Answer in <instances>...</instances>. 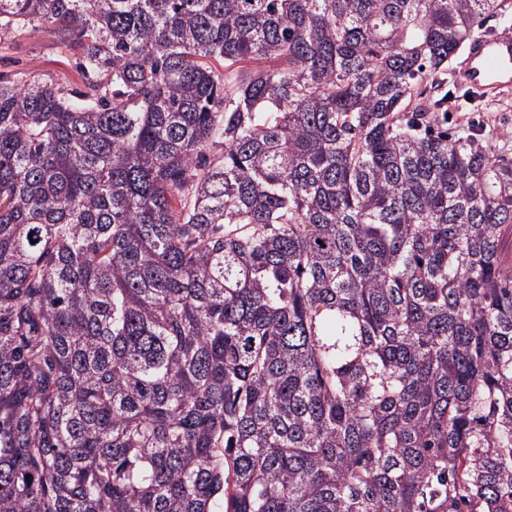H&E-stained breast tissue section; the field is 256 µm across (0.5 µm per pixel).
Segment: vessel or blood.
Instances as JSON below:
<instances>
[{
	"label": "vessel or blood",
	"instance_id": "vessel-or-blood-1",
	"mask_svg": "<svg viewBox=\"0 0 512 512\" xmlns=\"http://www.w3.org/2000/svg\"><path fill=\"white\" fill-rule=\"evenodd\" d=\"M460 76L477 90L512 87V38L491 37L471 43Z\"/></svg>",
	"mask_w": 512,
	"mask_h": 512
}]
</instances>
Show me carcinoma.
I'll return each instance as SVG.
<instances>
[{"label": "carcinoma", "mask_w": 512, "mask_h": 512, "mask_svg": "<svg viewBox=\"0 0 512 512\" xmlns=\"http://www.w3.org/2000/svg\"><path fill=\"white\" fill-rule=\"evenodd\" d=\"M503 3L0 0L83 77L0 75V512H512V160L419 92Z\"/></svg>", "instance_id": "cac0c4a2"}]
</instances>
